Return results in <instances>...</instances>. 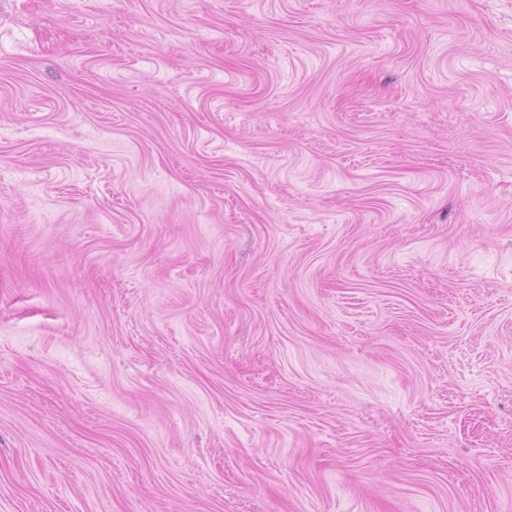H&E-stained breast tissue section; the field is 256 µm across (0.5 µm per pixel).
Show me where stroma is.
Segmentation results:
<instances>
[{"label":"stroma","instance_id":"obj_1","mask_svg":"<svg viewBox=\"0 0 512 512\" xmlns=\"http://www.w3.org/2000/svg\"><path fill=\"white\" fill-rule=\"evenodd\" d=\"M0 512H512V0H0Z\"/></svg>","mask_w":512,"mask_h":512}]
</instances>
